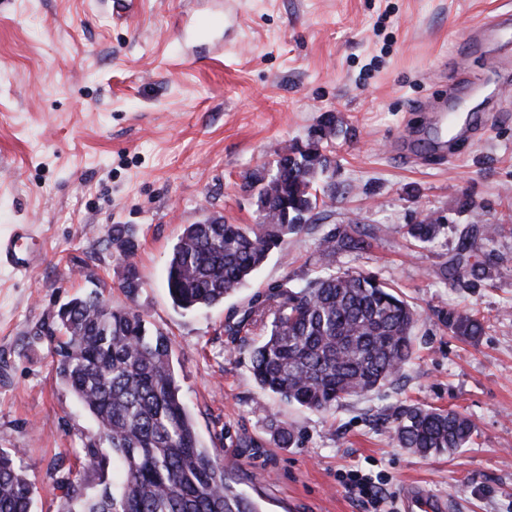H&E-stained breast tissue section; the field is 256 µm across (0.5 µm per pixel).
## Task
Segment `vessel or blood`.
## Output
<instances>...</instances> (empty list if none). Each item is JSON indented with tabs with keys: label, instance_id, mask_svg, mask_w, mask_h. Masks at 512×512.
<instances>
[{
	"label": "vessel or blood",
	"instance_id": "b4317fda",
	"mask_svg": "<svg viewBox=\"0 0 512 512\" xmlns=\"http://www.w3.org/2000/svg\"><path fill=\"white\" fill-rule=\"evenodd\" d=\"M497 46L490 71L500 73L508 56L512 55V14L499 15L492 23L476 27L470 34L468 47L474 52H485L488 46ZM469 82L465 76H457L449 90L429 100L423 109L426 116L423 127L403 131L394 141L395 150L411 161L419 160V151L429 146L440 160H449L461 154L465 146L482 132L481 126L458 124L459 100L467 94ZM33 236L29 225H14L8 236L0 237V265L18 271L35 266L41 259L32 247ZM448 502L431 497L417 485L407 486L403 492V512H447Z\"/></svg>",
	"mask_w": 512,
	"mask_h": 512
}]
</instances>
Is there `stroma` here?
Returning a JSON list of instances; mask_svg holds the SVG:
<instances>
[{
	"instance_id": "1",
	"label": "stroma",
	"mask_w": 512,
	"mask_h": 512,
	"mask_svg": "<svg viewBox=\"0 0 512 512\" xmlns=\"http://www.w3.org/2000/svg\"><path fill=\"white\" fill-rule=\"evenodd\" d=\"M217 11L223 51L183 41L185 25ZM504 12L512 0H142L116 20L109 0H0V234L34 225L42 253L27 273L0 267V449L33 483V512H66L59 480L79 498L102 481L83 453L98 425L33 338L92 275L112 304L171 338L200 439L267 512H364L336 481L356 465L387 475L397 500L416 484L452 512H512V68L490 78L465 40ZM461 64L473 87L459 111H495L487 130L443 164L393 153ZM327 112L338 132L320 142L332 165L311 224L223 304L173 308L165 270L184 226L211 215L253 223L244 175L275 149L308 143ZM426 213L448 227L411 244L401 229ZM116 224L138 243L132 298L119 286ZM348 224L369 245L337 253L331 270L376 274L420 318L397 381L320 414L256 383L261 327L231 336L224 326L268 286L305 285L320 239ZM491 224L503 230L489 240ZM464 240L490 281L464 288L449 275ZM452 309L484 318L483 336H453L442 321ZM408 404L465 413L473 444L429 457L401 448L393 414ZM277 425L289 442L274 440Z\"/></svg>"
}]
</instances>
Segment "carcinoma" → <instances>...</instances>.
Segmentation results:
<instances>
[{
	"mask_svg": "<svg viewBox=\"0 0 512 512\" xmlns=\"http://www.w3.org/2000/svg\"><path fill=\"white\" fill-rule=\"evenodd\" d=\"M292 166L273 181L266 167L245 176L255 199L253 224L187 225L167 263L165 285L174 307L210 308L245 287L281 248L285 238L310 223L318 207L316 185L330 161L319 142L288 147ZM445 225L423 219L403 233L421 244L436 240ZM112 244L124 263L120 282L127 297L141 281L131 262L138 244L121 225ZM366 240L347 225L324 236L318 264L324 272L305 286L288 281L269 287L265 299L228 332L238 335L261 323L263 338L251 352L253 376L280 399L318 413L392 382L412 360L417 311L388 284L363 272H329L339 251H359ZM452 276L469 288L487 278L486 267L460 259ZM456 335L476 340L483 319L468 311L443 315ZM37 336L53 345L56 377L96 419L112 449L117 484L103 483L79 500V512H255L234 492L235 476L224 468L220 449L199 440L176 379L169 336L150 330L132 308L113 306L99 289L76 294L58 308ZM393 436L424 456L452 453L472 443L473 420L460 412L409 404L397 411ZM85 462L105 472L107 458L85 448ZM33 486L12 456L0 452V512H31Z\"/></svg>",
	"mask_w": 512,
	"mask_h": 512,
	"instance_id": "1",
	"label": "carcinoma"
}]
</instances>
